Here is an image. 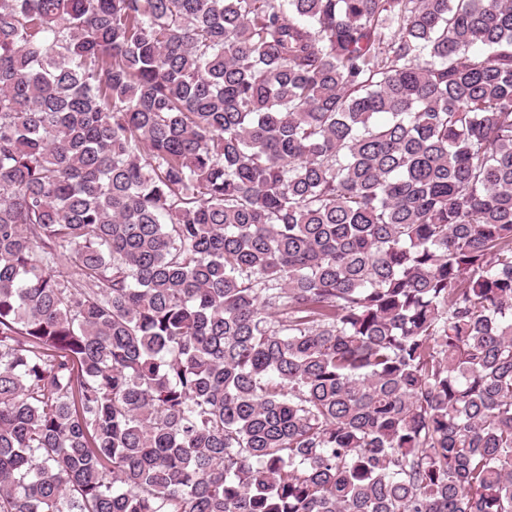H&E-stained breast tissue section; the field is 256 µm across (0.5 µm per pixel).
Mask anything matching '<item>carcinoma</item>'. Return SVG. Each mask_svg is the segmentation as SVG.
<instances>
[{
	"instance_id": "1",
	"label": "carcinoma",
	"mask_w": 512,
	"mask_h": 512,
	"mask_svg": "<svg viewBox=\"0 0 512 512\" xmlns=\"http://www.w3.org/2000/svg\"><path fill=\"white\" fill-rule=\"evenodd\" d=\"M0 512H512V0H0Z\"/></svg>"
}]
</instances>
